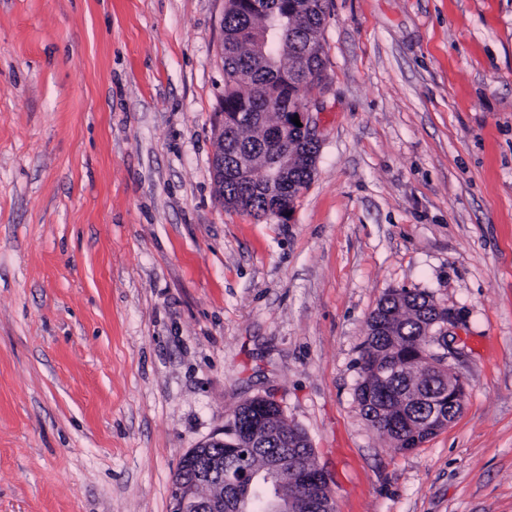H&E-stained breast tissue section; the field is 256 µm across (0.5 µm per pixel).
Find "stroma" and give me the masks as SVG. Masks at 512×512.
<instances>
[{"label": "stroma", "instance_id": "1", "mask_svg": "<svg viewBox=\"0 0 512 512\" xmlns=\"http://www.w3.org/2000/svg\"><path fill=\"white\" fill-rule=\"evenodd\" d=\"M227 0H0V512H170L268 396L335 512H512V0H330L289 222L211 177ZM455 318L449 427L357 401L390 291ZM259 398L265 399L267 402H272L269 405L261 404L255 405L254 403L246 404L242 407L240 413L236 416L235 419V427L242 431L245 427L250 428L255 423L258 424L261 417L264 415H269L272 412H277L280 406L273 400L264 398V396H257ZM275 404V406L273 405ZM281 409V408H280ZM282 410V409H281Z\"/></svg>", "mask_w": 512, "mask_h": 512}]
</instances>
